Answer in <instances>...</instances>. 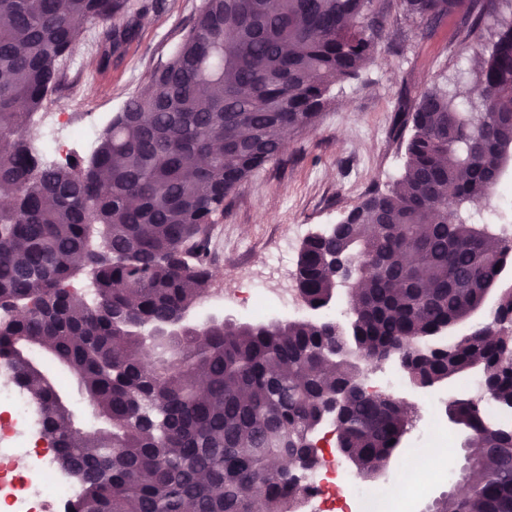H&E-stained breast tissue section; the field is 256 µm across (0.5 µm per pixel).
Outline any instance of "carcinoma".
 I'll use <instances>...</instances> for the list:
<instances>
[{
    "instance_id": "obj_1",
    "label": "carcinoma",
    "mask_w": 512,
    "mask_h": 512,
    "mask_svg": "<svg viewBox=\"0 0 512 512\" xmlns=\"http://www.w3.org/2000/svg\"><path fill=\"white\" fill-rule=\"evenodd\" d=\"M505 0H203L170 61L112 116L92 153L42 160L29 130L61 84L74 23L121 20L115 53L138 35L126 0H0V361L39 404L63 471L81 486L75 512H293L298 472L336 420V447L369 478L413 423L412 405L367 392L386 360L417 388L479 369L512 415V236L475 211L512 165V21L502 23L463 91L425 90L406 127L404 173L369 192L340 222L308 236L297 287L327 309L354 267L358 294L343 327L323 318L211 320L173 345L163 374L141 358L208 292L209 227L253 172L314 125L330 87L376 59L392 7L429 28L465 11L473 38ZM95 301L74 290L83 272ZM497 292V316L448 330ZM50 351L112 427L77 436L54 406L58 388L28 362ZM477 482L431 512H512V424L483 401L451 399ZM296 456L298 470L285 467Z\"/></svg>"
}]
</instances>
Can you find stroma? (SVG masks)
Wrapping results in <instances>:
<instances>
[{
    "label": "stroma",
    "instance_id": "stroma-1",
    "mask_svg": "<svg viewBox=\"0 0 512 512\" xmlns=\"http://www.w3.org/2000/svg\"><path fill=\"white\" fill-rule=\"evenodd\" d=\"M201 4L127 0L129 11L140 18L139 34L106 62L100 59L103 27L85 26L61 63L64 80L48 95L44 111L72 113L77 123L91 113L99 127H106L150 74L169 61ZM401 28L402 36L381 42L375 62L356 79L332 86L329 106L313 127L291 135L281 160L252 173L228 200L223 216L215 220L222 235L210 241L213 287L229 288L237 281L277 287L269 270L280 263L287 279H294L305 238L337 223L370 190L388 189L402 175L405 143L393 133L397 113L410 110L426 88H451L465 80L474 54L490 47L498 22L486 19L480 38L466 43L455 37L451 19L432 31L412 21ZM467 393L462 377L428 390L405 386L401 396L417 407L418 417L403 451L375 476V483L397 492L406 451L419 447V431L430 413L456 443L445 467L461 472L465 433L450 424L445 406Z\"/></svg>",
    "mask_w": 512,
    "mask_h": 512
}]
</instances>
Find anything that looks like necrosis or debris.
Segmentation results:
<instances>
[{"instance_id": "necrosis-or-debris-1", "label": "necrosis or debris", "mask_w": 512, "mask_h": 512, "mask_svg": "<svg viewBox=\"0 0 512 512\" xmlns=\"http://www.w3.org/2000/svg\"><path fill=\"white\" fill-rule=\"evenodd\" d=\"M231 303L244 313L262 316L270 304L301 313L304 304L292 288H221L205 306ZM31 399L12 385L0 383V512H69L79 491L58 473L56 453L31 414ZM336 427L325 424L319 435L317 466L302 474L299 512H388L386 494L353 476L330 443ZM25 460L24 470L12 468Z\"/></svg>"}]
</instances>
